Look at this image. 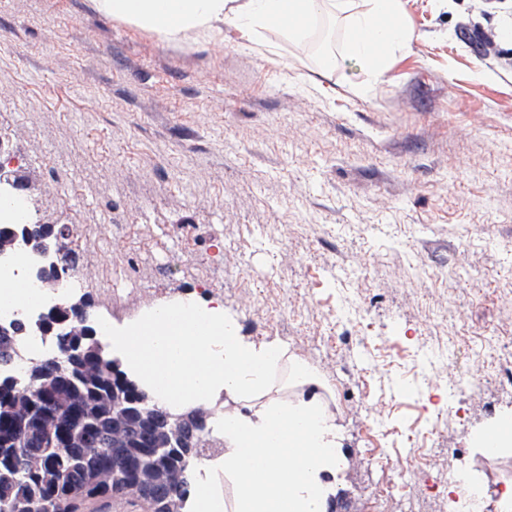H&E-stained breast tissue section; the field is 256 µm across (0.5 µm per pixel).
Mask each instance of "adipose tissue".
<instances>
[{
    "mask_svg": "<svg viewBox=\"0 0 512 512\" xmlns=\"http://www.w3.org/2000/svg\"><path fill=\"white\" fill-rule=\"evenodd\" d=\"M107 15L167 36L241 32L278 21L289 34L301 20L347 7V0H92ZM397 0H373L353 18V52L370 59L368 44L398 41L392 23ZM112 352L127 375L165 407L215 406L224 410V453L194 480V512H326L342 470L336 424L318 396L271 397L277 381L308 378L278 340L243 336L222 305L179 299L145 319L116 328Z\"/></svg>",
    "mask_w": 512,
    "mask_h": 512,
    "instance_id": "obj_1",
    "label": "adipose tissue"
}]
</instances>
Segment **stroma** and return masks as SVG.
Returning <instances> with one entry per match:
<instances>
[{"label": "stroma", "mask_w": 512, "mask_h": 512, "mask_svg": "<svg viewBox=\"0 0 512 512\" xmlns=\"http://www.w3.org/2000/svg\"><path fill=\"white\" fill-rule=\"evenodd\" d=\"M308 56L307 31L165 37L91 0H0V137L30 214L76 228L78 285L123 302L218 298L244 335L317 372L342 438L347 512H465L429 476L512 485L497 358L512 345V41L477 56L512 0H399L380 71ZM480 380L474 398L454 395ZM440 420L439 437L411 439Z\"/></svg>", "instance_id": "35a3bbf8"}]
</instances>
